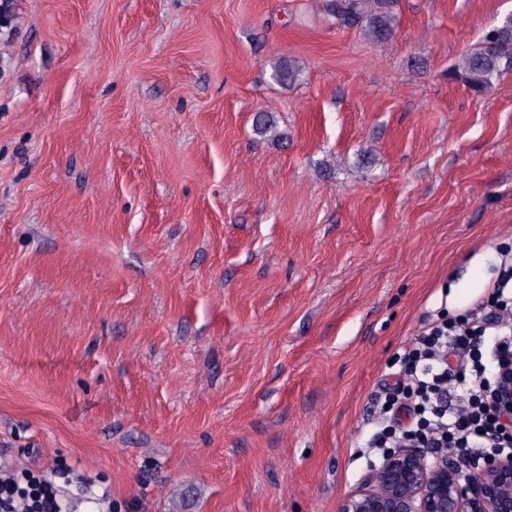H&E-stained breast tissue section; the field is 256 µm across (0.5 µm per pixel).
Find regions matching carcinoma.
I'll return each mask as SVG.
<instances>
[{
	"mask_svg": "<svg viewBox=\"0 0 512 512\" xmlns=\"http://www.w3.org/2000/svg\"><path fill=\"white\" fill-rule=\"evenodd\" d=\"M394 0H327L326 9L340 26L360 28L369 38L382 42L395 28ZM512 70V17L503 18L489 29L482 43L464 54L451 71L474 91L483 93L502 72ZM298 71L289 63L274 67L272 79L280 85L297 80ZM272 114L260 112L254 120V131L260 136L273 132Z\"/></svg>",
	"mask_w": 512,
	"mask_h": 512,
	"instance_id": "1",
	"label": "carcinoma"
}]
</instances>
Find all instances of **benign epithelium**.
I'll return each instance as SVG.
<instances>
[{"instance_id": "7a95c632", "label": "benign epithelium", "mask_w": 512, "mask_h": 512, "mask_svg": "<svg viewBox=\"0 0 512 512\" xmlns=\"http://www.w3.org/2000/svg\"><path fill=\"white\" fill-rule=\"evenodd\" d=\"M498 401L512 428V359L502 363ZM340 512H512V455L465 468L439 449L392 448L343 497Z\"/></svg>"}]
</instances>
